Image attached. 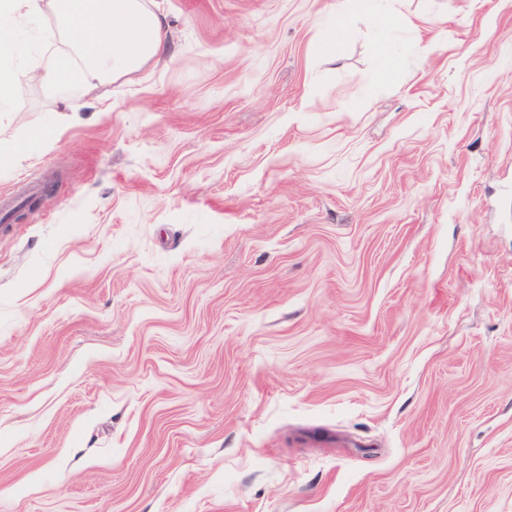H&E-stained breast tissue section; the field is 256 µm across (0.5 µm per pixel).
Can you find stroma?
<instances>
[{"label": "stroma", "mask_w": 512, "mask_h": 512, "mask_svg": "<svg viewBox=\"0 0 512 512\" xmlns=\"http://www.w3.org/2000/svg\"><path fill=\"white\" fill-rule=\"evenodd\" d=\"M78 119L17 71L0 512H512V0H143ZM51 128V141L37 128ZM389 1L392 0H336L331 10L333 20L320 43L319 51L338 57L351 34L355 17L363 15L377 37L376 58L380 73L390 78L406 61L407 48L401 42L383 38L384 34L400 25L397 14L383 5V2Z\"/></svg>", "instance_id": "1"}]
</instances>
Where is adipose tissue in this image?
<instances>
[{
  "label": "adipose tissue",
  "mask_w": 512,
  "mask_h": 512,
  "mask_svg": "<svg viewBox=\"0 0 512 512\" xmlns=\"http://www.w3.org/2000/svg\"><path fill=\"white\" fill-rule=\"evenodd\" d=\"M53 13L73 51H43L31 59L10 31H38L46 13ZM333 20L321 53L336 56L349 38L355 17H366L376 35V58L383 77H391L406 61L407 48L386 40L399 25L384 0H336ZM167 53L164 19L142 0H0V112L13 100L15 72L26 66L30 80L54 91L64 103L83 100L104 79L139 72Z\"/></svg>",
  "instance_id": "1"
}]
</instances>
